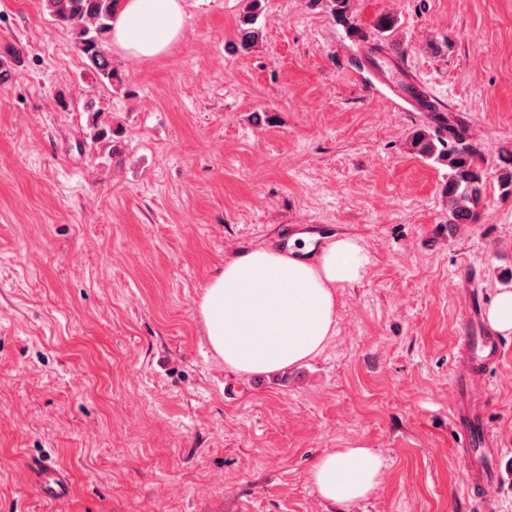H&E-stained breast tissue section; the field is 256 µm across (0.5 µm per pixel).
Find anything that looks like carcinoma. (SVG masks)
Masks as SVG:
<instances>
[{
  "mask_svg": "<svg viewBox=\"0 0 512 512\" xmlns=\"http://www.w3.org/2000/svg\"><path fill=\"white\" fill-rule=\"evenodd\" d=\"M53 21L67 29L74 50L90 61L101 83H112L115 71L107 50L117 0H42ZM314 6L326 4L336 23L349 36L369 45V52L382 50L383 43L397 28V19L381 15L369 30L352 20V0H309ZM435 131L420 129L409 139L410 149L448 168L444 195L448 199V223L475 224L482 212L485 193L484 160L467 141V127L451 116L435 114ZM498 187L504 197L512 196V151L500 155Z\"/></svg>",
  "mask_w": 512,
  "mask_h": 512,
  "instance_id": "obj_1",
  "label": "carcinoma"
}]
</instances>
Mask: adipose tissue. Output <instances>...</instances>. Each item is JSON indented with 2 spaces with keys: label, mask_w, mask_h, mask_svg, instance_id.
Returning <instances> with one entry per match:
<instances>
[{
  "label": "adipose tissue",
  "mask_w": 512,
  "mask_h": 512,
  "mask_svg": "<svg viewBox=\"0 0 512 512\" xmlns=\"http://www.w3.org/2000/svg\"><path fill=\"white\" fill-rule=\"evenodd\" d=\"M185 23L183 0H119L112 45L149 59L165 53ZM309 243L290 253L265 247L237 252L206 285L200 313L208 342L226 366L268 374L321 354L336 334L341 289L361 282L372 259L361 241H328L316 260ZM380 461L367 448H341L315 460L312 477L327 501L365 498L377 484Z\"/></svg>",
  "instance_id": "ef3b65f1"
}]
</instances>
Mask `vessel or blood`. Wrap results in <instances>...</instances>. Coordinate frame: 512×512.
Instances as JSON below:
<instances>
[{"instance_id": "obj_1", "label": "vessel or blood", "mask_w": 512, "mask_h": 512, "mask_svg": "<svg viewBox=\"0 0 512 512\" xmlns=\"http://www.w3.org/2000/svg\"><path fill=\"white\" fill-rule=\"evenodd\" d=\"M394 92L414 110L432 112L436 102L415 76L395 69L392 72ZM468 306L463 319L462 333L457 342L455 381L458 397L451 419L457 440V453L467 472V491L478 500L482 512H494L493 489L500 480L497 469L487 465L488 457L496 455V442L487 431L483 411L486 376L501 360L504 344L501 338L482 325V303L474 291H467ZM37 483L45 497L60 498L69 494L70 480L65 471L43 461L36 466Z\"/></svg>"}]
</instances>
